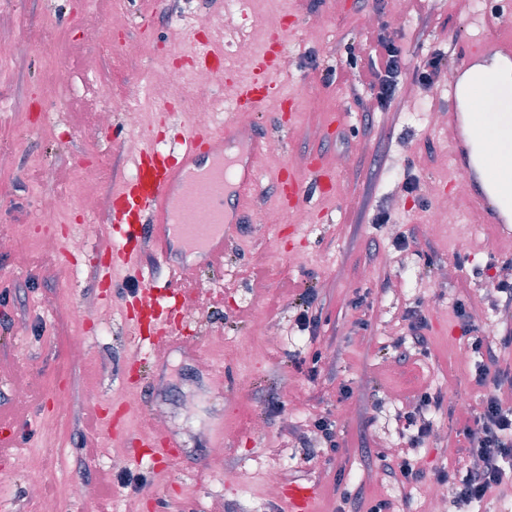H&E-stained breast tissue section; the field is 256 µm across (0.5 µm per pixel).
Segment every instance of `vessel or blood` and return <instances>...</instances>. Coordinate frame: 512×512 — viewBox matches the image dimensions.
Wrapping results in <instances>:
<instances>
[{"mask_svg": "<svg viewBox=\"0 0 512 512\" xmlns=\"http://www.w3.org/2000/svg\"><path fill=\"white\" fill-rule=\"evenodd\" d=\"M280 51L275 45L256 58L255 77L240 87L239 100L264 104L270 90L267 77L277 71ZM490 61L512 67L511 35L479 31L459 42L448 72V109L442 123L448 130L454 168L470 178L471 208L483 223L499 225L508 233L512 231V205L501 203L498 185L485 162L473 158L470 114L460 97L467 74ZM261 147V136L246 130L187 124L178 150L160 152L146 145L139 148L136 173L115 193L111 219L125 224L127 239L150 243L160 262H168L177 244L203 256V263L184 262L179 266L182 282L191 281L201 264L223 261L228 227L244 222L242 201L256 185L254 163ZM328 175V170L320 168L299 176L284 167L277 184L289 198L298 201L310 189L322 188ZM183 300L180 284H168L161 292L141 289L138 302L144 317L134 325V333L143 335L146 326L182 315ZM315 497V486L295 485L288 495L289 512H310Z\"/></svg>", "mask_w": 512, "mask_h": 512, "instance_id": "obj_1", "label": "vessel or blood"}]
</instances>
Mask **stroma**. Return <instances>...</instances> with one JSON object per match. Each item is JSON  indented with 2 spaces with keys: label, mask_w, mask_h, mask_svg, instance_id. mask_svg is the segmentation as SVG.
Here are the masks:
<instances>
[{
  "label": "stroma",
  "mask_w": 512,
  "mask_h": 512,
  "mask_svg": "<svg viewBox=\"0 0 512 512\" xmlns=\"http://www.w3.org/2000/svg\"><path fill=\"white\" fill-rule=\"evenodd\" d=\"M0 23V143L14 149L0 154V238L20 240L24 262L0 252V394L11 395L18 370L28 374L24 400L1 412L19 415L14 445L0 452V512H37L27 495L25 471L42 470L43 493L59 512H210L222 496L223 512H288V489L296 483L317 488L313 512H355L343 505L344 487H362L365 505L395 502L397 512H428V488L437 469L465 470L462 428L469 413L442 408L429 419L437 434L418 449L425 471L417 487L401 488L379 461L374 448L406 451L410 435L396 418L423 391L451 390L479 411L484 392L473 381L474 360L455 325L453 305L464 300L477 325L512 332V307H488L486 286L512 279V246L500 243L501 229L481 223L467 199H457L443 226L427 222L431 197L420 190L433 183L437 194L455 197V169L448 157V134L432 120L448 107V79L421 83L417 69L428 53L445 50L475 28L507 32L489 0H414L397 19L399 0H250L238 13L242 32L256 26L267 10L285 13L278 36L292 66L272 77L276 93L264 111L236 117L220 103L214 123L246 120L248 127L276 143L278 152L261 158L247 213L276 212L281 223L245 221L228 236L224 267H202L189 295H205L210 311H188L187 347L174 346L163 362H148L124 383L118 370L141 350L125 316L142 282L170 279L168 265L153 261L143 247L138 267L113 268L116 289L103 299L97 282L101 247L120 238L103 228L114 188L135 170V143L151 133L161 151L179 147L182 125L193 119L188 105L152 104L146 82L152 69L174 63L191 73L172 45L174 28L197 19L210 25L193 39L224 36V0H124L129 26L112 32L111 48L86 38L111 16L113 0H9ZM385 23L384 37L403 50L396 96L383 112L365 116L351 91L358 72L336 77L348 48H367L373 34L367 17ZM320 26L311 42L308 30ZM143 42L148 52L127 55L126 42ZM65 62L72 86L55 81L57 62ZM130 92L148 102L141 128L130 129L114 113L100 145H87L81 130L100 110L106 87ZM332 169L329 194H310L292 206L276 188L281 166L304 174L311 162ZM104 166L107 174L93 194L91 209L65 210L58 223H39L32 205L42 191L73 196L84 168ZM306 211L307 223L296 221ZM388 212V223L376 221ZM471 225L472 247L459 253L450 229ZM86 239L77 258L63 247L72 236ZM409 246L397 243L399 236ZM55 240L56 251L44 249ZM453 269L452 280L436 277ZM313 287L317 334L298 328L292 304L295 290ZM421 305L427 320L426 352L400 355L394 343L409 340L405 314ZM261 313L279 333L266 346L252 323ZM82 336L84 356L74 360L71 336ZM236 344L254 349L247 364L224 359L221 349ZM320 354L316 378L298 369L301 360ZM223 385L214 388L213 374ZM351 389L342 398L339 389ZM70 396L72 408L59 414L52 395ZM282 409H272L270 398ZM190 400L192 414L180 405ZM166 415L165 437L175 439L177 455L135 458L109 424L121 419L128 434L140 433L155 411ZM319 414L335 423L338 452L316 441L312 423ZM266 416L257 432L253 420ZM224 448V466L211 468L209 453ZM122 468H113V457ZM281 474V489L268 497L269 471ZM82 481L89 498L69 487Z\"/></svg>",
  "instance_id": "35a3bbf8"
}]
</instances>
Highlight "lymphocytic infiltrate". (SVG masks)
Segmentation results:
<instances>
[{
  "instance_id": "1",
  "label": "lymphocytic infiltrate",
  "mask_w": 512,
  "mask_h": 512,
  "mask_svg": "<svg viewBox=\"0 0 512 512\" xmlns=\"http://www.w3.org/2000/svg\"><path fill=\"white\" fill-rule=\"evenodd\" d=\"M402 49L395 42L376 39L372 45L362 83L375 93L378 105L394 96L401 72ZM454 315L463 335L468 338L470 351L478 356L474 381L485 391L481 411L466 426L473 439L468 454L472 464L464 474L451 477L440 471L438 480H455L458 494L453 502L455 512H467L473 503L483 500L492 490L512 484V407L504 406L498 396L500 375L495 372L496 349L489 336L478 334L471 315L463 303H456Z\"/></svg>"
}]
</instances>
